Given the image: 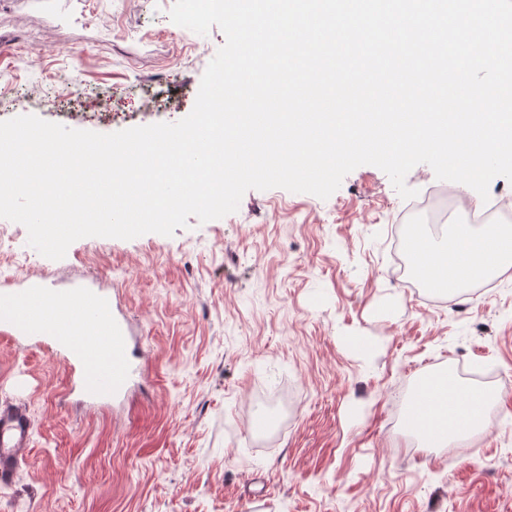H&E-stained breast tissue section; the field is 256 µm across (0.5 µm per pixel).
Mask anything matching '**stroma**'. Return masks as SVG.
I'll return each mask as SVG.
<instances>
[{"instance_id": "1", "label": "stroma", "mask_w": 512, "mask_h": 512, "mask_svg": "<svg viewBox=\"0 0 512 512\" xmlns=\"http://www.w3.org/2000/svg\"><path fill=\"white\" fill-rule=\"evenodd\" d=\"M173 3L0 0V121L109 134L186 117L225 36L185 34ZM63 84L79 97L57 98ZM406 205L363 165L326 199L250 190L223 218L82 238L60 260L1 219L0 284L99 279L147 371L97 412L66 395L49 348L0 338V406L33 424L0 512H512V270L464 312L428 303L393 249ZM438 362L467 384L496 372L495 420L453 464L391 423Z\"/></svg>"}]
</instances>
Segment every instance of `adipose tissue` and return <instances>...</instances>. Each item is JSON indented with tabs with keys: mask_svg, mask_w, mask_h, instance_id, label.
Segmentation results:
<instances>
[{
	"mask_svg": "<svg viewBox=\"0 0 512 512\" xmlns=\"http://www.w3.org/2000/svg\"><path fill=\"white\" fill-rule=\"evenodd\" d=\"M406 252L414 256L418 275L430 287L453 291L464 283L512 268V227L459 224L447 249L417 234L408 238ZM422 392L428 406L410 419L409 425L431 447L446 448L483 430L488 400L481 390L462 387L455 380L428 379L422 384Z\"/></svg>",
	"mask_w": 512,
	"mask_h": 512,
	"instance_id": "obj_1",
	"label": "adipose tissue"
}]
</instances>
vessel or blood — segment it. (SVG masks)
<instances>
[{"label":"vessel or blood","mask_w":512,"mask_h":512,"mask_svg":"<svg viewBox=\"0 0 512 512\" xmlns=\"http://www.w3.org/2000/svg\"><path fill=\"white\" fill-rule=\"evenodd\" d=\"M0 336L52 345L71 371L73 392L99 408L125 399L141 373L128 321L115 313L110 296L93 282L63 292L42 281L1 288ZM31 428L25 408H0V481L16 473Z\"/></svg>","instance_id":"obj_1"}]
</instances>
